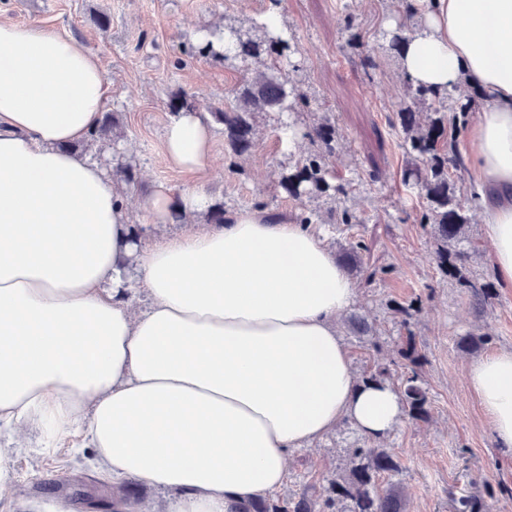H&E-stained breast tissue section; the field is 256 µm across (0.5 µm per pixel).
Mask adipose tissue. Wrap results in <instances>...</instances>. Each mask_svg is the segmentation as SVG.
Listing matches in <instances>:
<instances>
[{
    "label": "adipose tissue",
    "mask_w": 512,
    "mask_h": 512,
    "mask_svg": "<svg viewBox=\"0 0 512 512\" xmlns=\"http://www.w3.org/2000/svg\"><path fill=\"white\" fill-rule=\"evenodd\" d=\"M398 66L437 92L485 98L466 160L492 195L481 213L512 287V0H419ZM100 60L41 24L0 23V493L12 448L83 443L113 481L175 492L170 512H236L277 492L289 453L347 420L387 436L403 405L362 384L337 324L356 286L315 225L267 211L205 221L208 197L155 185L132 225L121 185L71 144L100 122ZM208 117L174 116L168 162L205 170ZM180 214L182 232L152 238ZM150 299L136 307L134 288ZM470 389L512 454V352L472 362Z\"/></svg>",
    "instance_id": "adipose-tissue-1"
}]
</instances>
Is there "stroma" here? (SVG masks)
I'll return each instance as SVG.
<instances>
[{"label":"stroma","mask_w":512,"mask_h":512,"mask_svg":"<svg viewBox=\"0 0 512 512\" xmlns=\"http://www.w3.org/2000/svg\"><path fill=\"white\" fill-rule=\"evenodd\" d=\"M272 6L298 39L294 78L311 98L309 111L281 121L260 116L255 147L236 158L224 143L222 125H214L211 168L200 176L183 174L163 148L171 93H202L200 109L209 113L227 108L246 76L241 62L191 55L188 46L203 31L260 17ZM386 14L385 0H0V23L55 27L102 60L110 85L106 109L118 116V135L140 170L139 185L126 193L133 223L141 222L139 204L157 183L177 195L203 187L230 210L260 201L268 211L294 215L298 201L277 186L292 151L289 138L310 131L318 117L334 121L338 140L330 162L351 178L349 204L360 222L342 231L324 224L325 240L337 255L356 240L367 247L363 269L353 276L356 299L340 322L353 372L396 359L409 334L427 359L422 375L431 417L418 424L401 420L387 435L384 443L398 454L401 469L379 487L400 491L403 512H455L463 498L479 500L484 512H512V456L495 443L466 379L471 361L512 351V288L497 280L481 208L471 202L465 181L459 197L470 225L460 248L471 274L489 285L487 304L477 307L436 266L438 242L431 226L418 221V193L400 182L406 158L394 122L407 100L382 36ZM102 16L109 18L108 28L99 27ZM354 31L362 35L356 44L349 41ZM393 300L417 302L408 325L391 311ZM353 316L375 322L376 335H356ZM470 336L480 338V345H464ZM365 442L344 422L324 439L293 450L278 497L305 485L323 490L345 468L350 449ZM93 456V449L68 447L45 455L34 441L16 449V480L0 495V512H46L55 505L65 512H114L112 498L124 486L106 481L92 466Z\"/></svg>","instance_id":"obj_1"}]
</instances>
